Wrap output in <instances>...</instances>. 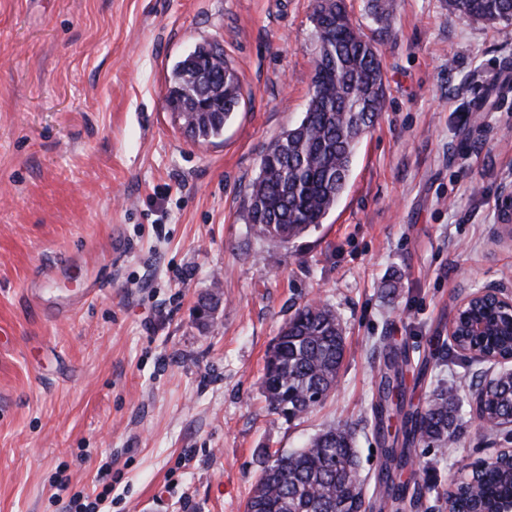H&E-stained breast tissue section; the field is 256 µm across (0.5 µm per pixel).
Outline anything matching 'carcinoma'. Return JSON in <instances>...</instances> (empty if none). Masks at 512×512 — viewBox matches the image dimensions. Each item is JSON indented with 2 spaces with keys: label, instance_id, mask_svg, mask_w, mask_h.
Masks as SVG:
<instances>
[{
  "label": "carcinoma",
  "instance_id": "cac0c4a2",
  "mask_svg": "<svg viewBox=\"0 0 512 512\" xmlns=\"http://www.w3.org/2000/svg\"><path fill=\"white\" fill-rule=\"evenodd\" d=\"M461 18L487 23L512 21V0H448ZM397 0H369L372 21L390 28ZM320 46L310 99L300 122L285 130L265 150L259 173L244 204V219L256 231L286 244L323 223L345 189L356 144L374 125L385 103V75L377 47L361 24L351 18L345 0H324L313 12ZM170 110L194 138L224 134V125L242 98L239 74L231 61L201 47L196 59L179 61L172 70ZM346 354L336 311L307 303L281 327L265 360L262 387L271 414L291 421L327 397ZM407 355L386 352L376 421L381 464L376 495L361 493L354 434L340 422L326 426L306 447L274 454L255 480L246 512H400L404 495L395 474L423 443L439 451L458 430L455 389L434 391L425 408L406 411L400 384ZM403 415L401 435L390 437L384 423L390 406ZM493 421L512 418V381L486 393Z\"/></svg>",
  "mask_w": 512,
  "mask_h": 512
}]
</instances>
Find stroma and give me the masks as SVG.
<instances>
[{
	"mask_svg": "<svg viewBox=\"0 0 512 512\" xmlns=\"http://www.w3.org/2000/svg\"><path fill=\"white\" fill-rule=\"evenodd\" d=\"M373 35L386 106L323 224L288 244L243 218L260 158L309 101L315 0H0V512H66L112 467L109 512H245L269 455L327 424L354 431L364 492L381 463L372 406L383 349L406 351V407L499 366L448 360L462 294L512 290V24L448 0H398ZM217 43L243 97L221 138L192 140L167 105L174 65ZM65 277L38 283L47 265ZM100 287L82 296L87 279ZM218 293L201 325L200 297ZM346 356L300 419L268 413L265 355L313 299ZM414 472L440 506L486 436L462 411Z\"/></svg>",
	"mask_w": 512,
	"mask_h": 512,
	"instance_id": "35a3bbf8",
	"label": "stroma"
}]
</instances>
